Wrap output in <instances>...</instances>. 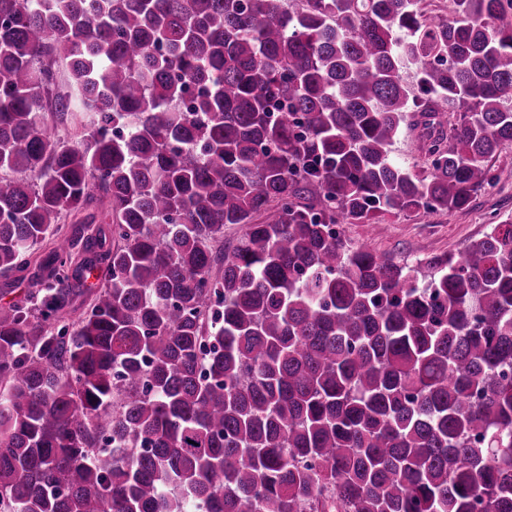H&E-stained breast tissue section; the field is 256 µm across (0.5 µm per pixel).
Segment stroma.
Segmentation results:
<instances>
[{
    "label": "stroma",
    "mask_w": 512,
    "mask_h": 512,
    "mask_svg": "<svg viewBox=\"0 0 512 512\" xmlns=\"http://www.w3.org/2000/svg\"><path fill=\"white\" fill-rule=\"evenodd\" d=\"M495 182L462 210L389 214L377 224H345L341 231L353 244H367L400 263L417 264L462 251L490 225L512 220V148L491 162Z\"/></svg>",
    "instance_id": "35a3bbf8"
}]
</instances>
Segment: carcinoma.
Wrapping results in <instances>:
<instances>
[{
  "label": "carcinoma",
  "mask_w": 512,
  "mask_h": 512,
  "mask_svg": "<svg viewBox=\"0 0 512 512\" xmlns=\"http://www.w3.org/2000/svg\"><path fill=\"white\" fill-rule=\"evenodd\" d=\"M419 3L0 0V512H512V232L338 230L512 147L507 0ZM394 156L405 166L411 167L414 172L422 173L425 166V154L418 148L415 134L405 129L393 146ZM34 270L28 274L26 273L23 279H18L16 276L10 280L0 276V300L10 301L17 300L29 296L32 293H37L39 288H43L36 278L32 277ZM7 288V289H6Z\"/></svg>",
  "instance_id": "carcinoma-1"
}]
</instances>
